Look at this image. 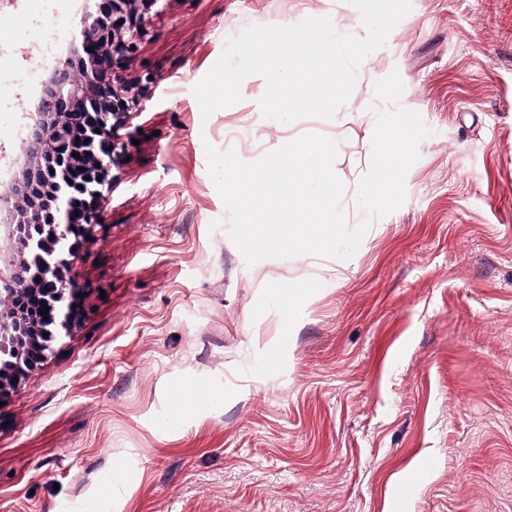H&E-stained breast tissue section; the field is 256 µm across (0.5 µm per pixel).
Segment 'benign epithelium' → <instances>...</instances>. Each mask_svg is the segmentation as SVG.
I'll use <instances>...</instances> for the list:
<instances>
[{"label": "benign epithelium", "instance_id": "7a95c632", "mask_svg": "<svg viewBox=\"0 0 512 512\" xmlns=\"http://www.w3.org/2000/svg\"><path fill=\"white\" fill-rule=\"evenodd\" d=\"M138 2L112 0V27L107 29L96 17L84 18L83 45L93 47L94 70H75L65 62L53 72L29 127L25 152L30 159L0 188V212L1 205L9 206L10 220L0 225V239L28 254L18 258L0 248V380L7 371L18 374L28 367L31 349L46 341L44 327L20 311L29 286H35L38 294L53 296L57 327L68 332L74 325L68 302L71 264L62 258L72 230L69 186L43 157L75 153L98 172L84 190L100 199L112 191L129 146L125 129L142 94L121 81L107 84L94 97L89 87L95 74L133 54L137 39L147 31L148 11H140ZM89 112L95 115L85 133L89 141L77 151L71 147V130Z\"/></svg>", "mask_w": 512, "mask_h": 512}]
</instances>
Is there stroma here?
Here are the masks:
<instances>
[{"instance_id": "obj_1", "label": "stroma", "mask_w": 512, "mask_h": 512, "mask_svg": "<svg viewBox=\"0 0 512 512\" xmlns=\"http://www.w3.org/2000/svg\"><path fill=\"white\" fill-rule=\"evenodd\" d=\"M105 2L0 0V84L41 70L45 34L74 57ZM308 17L366 34L350 0H169L113 70L150 89L142 139L75 252L73 333L0 402V512H512V0H411L332 118H265L258 75L202 117L229 39ZM43 88L0 112V184ZM398 105L431 131L404 204L350 259L248 263L206 146L332 139L354 228L374 111Z\"/></svg>"}]
</instances>
